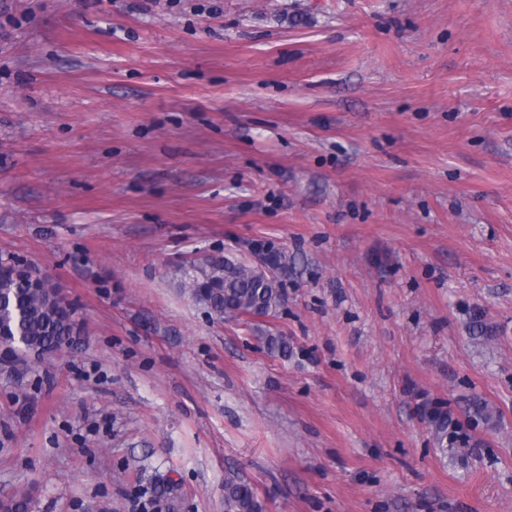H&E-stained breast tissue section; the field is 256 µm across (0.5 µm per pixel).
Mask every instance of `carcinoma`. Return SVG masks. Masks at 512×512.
<instances>
[{
    "label": "carcinoma",
    "instance_id": "obj_1",
    "mask_svg": "<svg viewBox=\"0 0 512 512\" xmlns=\"http://www.w3.org/2000/svg\"><path fill=\"white\" fill-rule=\"evenodd\" d=\"M251 248L259 254L262 264L225 254L209 256L191 265L182 288L223 319L271 315L282 306L283 278L294 267L295 258L271 240L255 241ZM0 289L8 297V303L0 307V323L14 333L9 346L16 359L35 352L42 361L73 349V309H52L48 305V289L36 291L13 278L0 281ZM259 333L258 340L270 355L288 358L293 354L288 337L268 329ZM417 411L427 424L435 447L443 450L450 443L469 445L466 422L452 416L445 404L425 399L417 404ZM150 505L158 507V512H171L167 485L155 484ZM224 512H265V505L249 484L229 478L224 482Z\"/></svg>",
    "mask_w": 512,
    "mask_h": 512
}]
</instances>
